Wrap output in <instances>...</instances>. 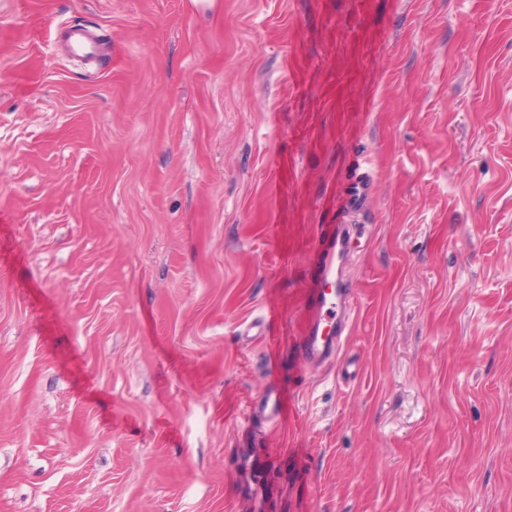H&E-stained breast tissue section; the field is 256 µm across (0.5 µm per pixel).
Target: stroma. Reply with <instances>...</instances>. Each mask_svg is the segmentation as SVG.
<instances>
[{
	"label": "stroma",
	"mask_w": 512,
	"mask_h": 512,
	"mask_svg": "<svg viewBox=\"0 0 512 512\" xmlns=\"http://www.w3.org/2000/svg\"><path fill=\"white\" fill-rule=\"evenodd\" d=\"M0 512H512V0H0ZM372 185L369 173L360 176L355 172L348 186L342 188V207L336 224L318 227L311 266V321L304 339L297 346L302 370L334 358L349 326L353 303L341 273L350 241L348 224L363 211ZM259 406L264 413H267L277 423L282 424L284 399L278 393L275 386H269V388L265 392L263 399L259 403Z\"/></svg>",
	"instance_id": "obj_1"
}]
</instances>
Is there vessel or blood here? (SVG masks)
<instances>
[{"label":"vessel or blood","mask_w":512,"mask_h":512,"mask_svg":"<svg viewBox=\"0 0 512 512\" xmlns=\"http://www.w3.org/2000/svg\"><path fill=\"white\" fill-rule=\"evenodd\" d=\"M372 191L370 174L353 176L342 190V207L336 223L320 225L312 260L311 321L299 342L298 363L306 369L334 358L347 330L353 303L341 268L348 252L349 226L359 215Z\"/></svg>","instance_id":"vessel-or-blood-1"}]
</instances>
